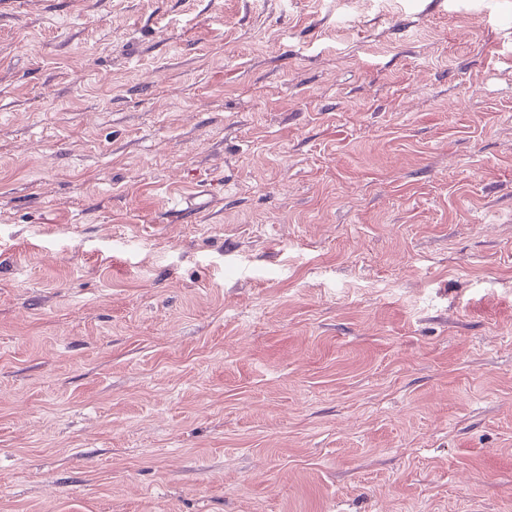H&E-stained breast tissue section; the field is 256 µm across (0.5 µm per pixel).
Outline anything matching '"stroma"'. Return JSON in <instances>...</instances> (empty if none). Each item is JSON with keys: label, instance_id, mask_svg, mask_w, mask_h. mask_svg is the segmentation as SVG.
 I'll list each match as a JSON object with an SVG mask.
<instances>
[{"label": "stroma", "instance_id": "obj_1", "mask_svg": "<svg viewBox=\"0 0 512 512\" xmlns=\"http://www.w3.org/2000/svg\"><path fill=\"white\" fill-rule=\"evenodd\" d=\"M0 512H512V0H0Z\"/></svg>", "mask_w": 512, "mask_h": 512}]
</instances>
